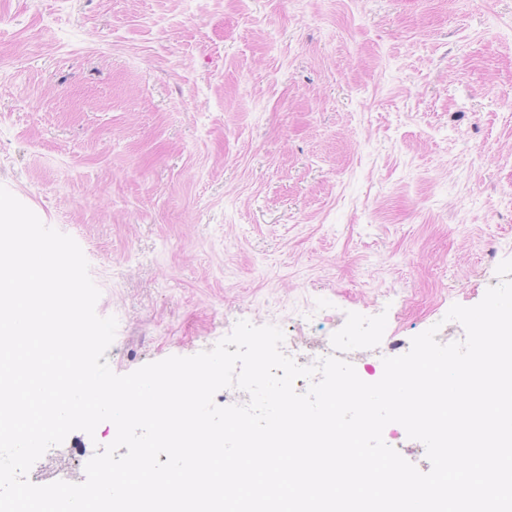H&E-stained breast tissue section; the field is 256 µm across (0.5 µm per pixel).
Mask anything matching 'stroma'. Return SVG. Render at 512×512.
I'll use <instances>...</instances> for the list:
<instances>
[{"instance_id": "obj_1", "label": "stroma", "mask_w": 512, "mask_h": 512, "mask_svg": "<svg viewBox=\"0 0 512 512\" xmlns=\"http://www.w3.org/2000/svg\"><path fill=\"white\" fill-rule=\"evenodd\" d=\"M0 186L80 245L116 374L246 320L378 381L512 259V0H0Z\"/></svg>"}]
</instances>
